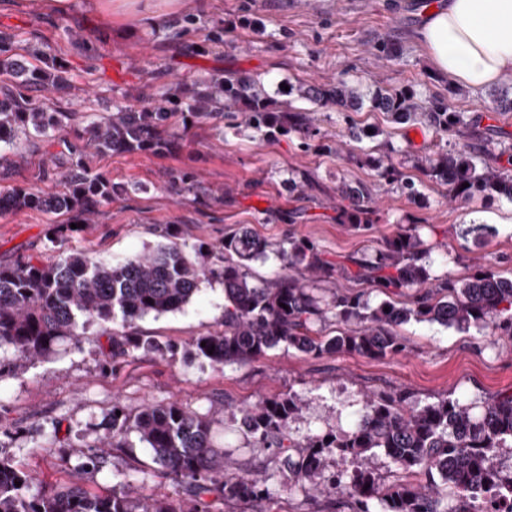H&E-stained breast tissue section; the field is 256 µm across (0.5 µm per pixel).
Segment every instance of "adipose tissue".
<instances>
[{
  "label": "adipose tissue",
  "mask_w": 512,
  "mask_h": 512,
  "mask_svg": "<svg viewBox=\"0 0 512 512\" xmlns=\"http://www.w3.org/2000/svg\"><path fill=\"white\" fill-rule=\"evenodd\" d=\"M417 39L437 72L471 89L490 87L512 71V0H441Z\"/></svg>",
  "instance_id": "obj_1"
}]
</instances>
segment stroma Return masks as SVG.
<instances>
[{
  "instance_id": "1",
  "label": "stroma",
  "mask_w": 512,
  "mask_h": 512,
  "mask_svg": "<svg viewBox=\"0 0 512 512\" xmlns=\"http://www.w3.org/2000/svg\"><path fill=\"white\" fill-rule=\"evenodd\" d=\"M438 0H208L189 11L175 0H138L135 11L112 16V33L104 35L92 0H75L65 15L40 17L23 2L0 10V31L12 34L18 50L46 51L68 64L65 89L42 94L41 100L73 110L72 127L82 129L108 115L115 102L140 103L156 88L190 82L217 72L253 74L276 102L302 107L296 95L278 94L279 85L327 82L344 78L365 94L376 86L413 90L414 100L427 106L441 96L465 116L459 133L441 138L422 118L405 122L368 109L343 115L335 107L313 112L320 139L348 140V123L373 130L374 138L356 144L353 156L321 155L305 148L297 133L259 139L239 119L220 116L192 127L178 148L168 154L107 153L95 169L112 181L127 184V194L101 207L95 223L81 225L68 249L121 262L155 250L170 238L195 246L219 245L241 226L272 242L304 238L329 260L371 253L385 238L421 225V237L434 244V275L464 276L484 261L512 273V200H451L447 185L412 168L411 157L443 148L467 149L487 163L505 164L512 153V112L490 110L489 90H472L458 80L434 73L416 38L421 17ZM194 30L179 33L187 16ZM224 30V42L210 44L207 32ZM83 31L91 47L71 43L67 30ZM389 34L397 56L381 58L377 34ZM28 163L14 164V147ZM43 140L17 135L15 146L0 147V193L17 185L57 190L46 170ZM400 164L418 190L416 199L380 180L376 166L385 159ZM310 172L317 191L289 194V173ZM189 173L194 192L166 191L171 177ZM373 185L372 230L354 234L336 219L329 200L340 180ZM224 188L223 201L209 191ZM62 215L22 210L0 217V264L12 265L27 256H47L52 227ZM473 223L491 224L494 238H463ZM224 328V286L219 279L202 280L182 309L149 315L136 323L140 335L172 345L173 354L137 351L113 358L106 350L105 327L91 325L83 335L60 340L52 353L14 371L17 353L0 346V456L31 472L32 491L81 476L93 492L112 489V474L125 473L132 489L146 496L181 497L185 491L162 475L142 443L106 453L99 471L80 473L90 445L109 433L106 418L113 404L137 413L151 403L174 400L213 422L215 447L225 452L230 468H255L265 457L239 429V408L263 398L296 392L304 402L291 433L301 437L329 428H348L363 394L404 387L418 403L450 396L464 404L512 391V339L489 345L484 336L462 333L436 323L410 322L400 332L403 354L371 359L340 353L316 358L280 346L249 364L216 370L188 354L189 343L205 331ZM263 512H347L329 499L306 491L278 492L262 502Z\"/></svg>"
}]
</instances>
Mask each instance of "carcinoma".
Instances as JSON below:
<instances>
[{"mask_svg":"<svg viewBox=\"0 0 512 512\" xmlns=\"http://www.w3.org/2000/svg\"><path fill=\"white\" fill-rule=\"evenodd\" d=\"M66 73L63 59L45 52L29 59L0 31V74L5 76L0 85V143L22 130L61 146L50 161L62 185L52 192L18 186L1 193L0 216L30 209L68 214L70 222L87 224L101 206L126 191L94 171L96 157L108 152L163 153L180 143L189 125L217 112L240 113L242 123L263 138L292 131L305 139L317 136L306 112L277 105L254 76L231 72L173 83L150 96V106L143 109L119 101L85 131L74 132L71 139L58 137L73 112H49L30 92L57 89L67 82ZM296 94L342 112H357L362 105L357 88L344 80L300 84ZM370 107L392 112L401 121L413 112L410 94L383 87L374 92ZM423 117L445 135L464 125L461 113L439 97L429 101ZM506 162L496 167L468 151L442 150L416 157L413 167L442 179L459 202L495 195L512 200L511 154ZM378 177L410 198L418 195L414 182L392 163L378 166ZM316 186L309 174L287 182L290 194ZM334 199L350 230L364 234L372 228L368 216L376 200L370 185L343 180ZM51 235L55 261L27 257L0 266V345L15 348L18 369L48 354L59 340L81 335L93 322L109 324L114 358L138 350L172 354L173 346L139 336L133 327L146 315L182 309L206 276L224 283V330L199 334L190 351L212 368L257 361L280 345L314 357L396 356L407 348L400 328L411 321L512 338V276L491 263L462 278L432 275L429 250L422 248L416 225L386 239L373 254L336 262L306 240L272 243L244 227L210 251L214 261L209 266L198 263L176 241L112 264L94 261L82 250H63V227ZM271 254L281 260V273L258 285L251 264ZM334 276L386 295L405 289L415 290V295L407 303L388 299L377 305L362 294L318 296L316 283ZM329 319L336 321V334L314 333L315 323ZM302 408V399L290 392L239 410L252 447L273 449L259 469L240 472L224 469V452L213 446L207 416L174 401L147 406L134 416L115 404L105 448H127L128 435L136 433L162 472L185 485L191 498L143 497L131 489L92 494L79 481L30 495L31 473L0 458V512H204L202 495L215 488L226 502L258 503L270 497L272 484L282 491L301 488L332 500L344 498L350 512H496L499 501L512 503V471L495 464L503 449L512 448L511 392L482 403L477 411L451 397L414 405L404 388L373 392L362 397L350 429L298 439L291 435L290 424ZM380 455L415 480H385L374 464ZM331 456L346 467L326 476Z\"/></svg>","mask_w":512,"mask_h":512,"instance_id":"carcinoma-1","label":"carcinoma"}]
</instances>
